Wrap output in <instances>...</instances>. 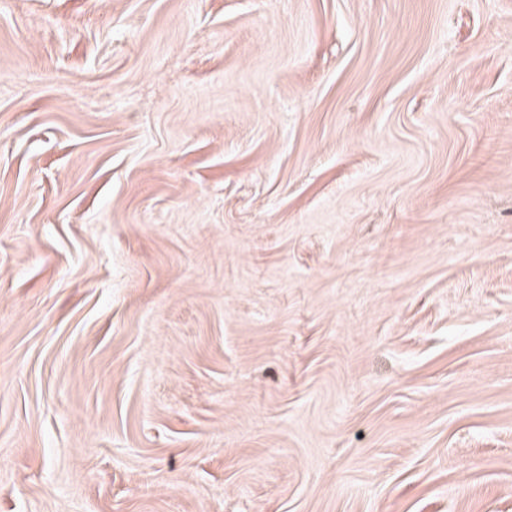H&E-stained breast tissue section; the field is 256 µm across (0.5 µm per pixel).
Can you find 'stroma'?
Returning <instances> with one entry per match:
<instances>
[{
  "label": "stroma",
  "mask_w": 512,
  "mask_h": 512,
  "mask_svg": "<svg viewBox=\"0 0 512 512\" xmlns=\"http://www.w3.org/2000/svg\"><path fill=\"white\" fill-rule=\"evenodd\" d=\"M0 512H512V0H0Z\"/></svg>",
  "instance_id": "obj_1"
}]
</instances>
